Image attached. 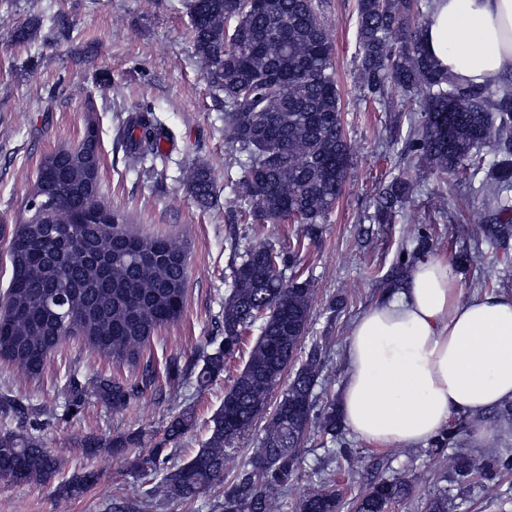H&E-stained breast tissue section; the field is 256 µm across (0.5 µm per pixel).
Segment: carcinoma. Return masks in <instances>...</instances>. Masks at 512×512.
Listing matches in <instances>:
<instances>
[{
    "mask_svg": "<svg viewBox=\"0 0 512 512\" xmlns=\"http://www.w3.org/2000/svg\"><path fill=\"white\" fill-rule=\"evenodd\" d=\"M195 54L207 66V80L223 94L224 135L237 153L240 172L232 181L237 199L259 224L295 218L308 233L334 209L351 160L333 70V43L319 13L318 0H184ZM420 0H358L360 79L367 97L384 96L393 85L406 94L424 93L417 134L410 143L440 174L482 176L480 189L493 202L496 220L487 240L497 246L512 237V93L463 84L437 68L423 45ZM42 27L31 14L12 33L25 44ZM128 159L144 164L163 157V132L147 110L124 130ZM98 147V132L88 128L75 147L44 156L35 189H44L36 207L15 227L8 247L10 281L0 316V358L27 376L39 374L60 341L81 335L98 352L135 360L150 336L177 320L184 308L186 250L168 236L147 237L127 230L124 218L97 196L99 155L83 160L85 146ZM499 157L484 166L482 150ZM192 195L212 203L210 169L195 167L188 176ZM418 185L397 178L374 204L380 223L404 212ZM310 283L285 274L280 253L263 245L241 254L232 288L224 299V336L202 356L196 385L207 386L224 372L242 337L256 324L247 361L224 391L210 419L209 437L186 463L162 474L151 491L163 498L191 499L223 483L222 512H280V498L299 470L302 440L315 426L336 439V409L313 415L315 388L323 372L319 347L309 350L268 419L249 467L230 475L224 460L230 445L261 416L310 321ZM153 380L124 385L109 378L70 379L66 403L79 406L91 394L115 410L127 407ZM192 425L184 412L170 421L164 436L145 456L129 459L134 471L157 468L167 445ZM141 443L129 432L110 440L87 437V453L120 454ZM490 465L471 455L453 460L452 471L476 479ZM59 462L39 437L28 431L0 432V480L52 483ZM96 480L86 472L59 484V496L80 495ZM408 493L399 481H380L357 503L356 512H389ZM333 485L305 495L296 512H339Z\"/></svg>",
    "mask_w": 512,
    "mask_h": 512,
    "instance_id": "cac0c4a2",
    "label": "carcinoma"
}]
</instances>
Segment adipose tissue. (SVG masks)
Instances as JSON below:
<instances>
[{
	"instance_id": "1",
	"label": "adipose tissue",
	"mask_w": 512,
	"mask_h": 512,
	"mask_svg": "<svg viewBox=\"0 0 512 512\" xmlns=\"http://www.w3.org/2000/svg\"><path fill=\"white\" fill-rule=\"evenodd\" d=\"M423 43L461 83L512 73V0H433ZM346 359L347 428L383 448L426 444L451 415L512 400V293L462 296L447 255L426 256L354 321Z\"/></svg>"
}]
</instances>
